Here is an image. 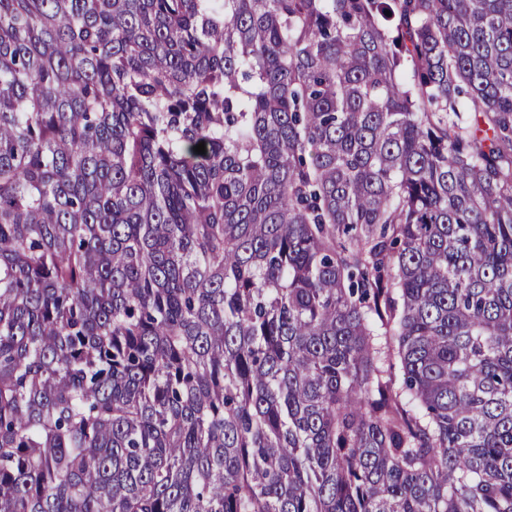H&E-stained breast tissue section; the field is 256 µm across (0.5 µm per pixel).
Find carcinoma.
Returning a JSON list of instances; mask_svg holds the SVG:
<instances>
[{"label": "carcinoma", "instance_id": "carcinoma-1", "mask_svg": "<svg viewBox=\"0 0 512 512\" xmlns=\"http://www.w3.org/2000/svg\"><path fill=\"white\" fill-rule=\"evenodd\" d=\"M0 512H512V0H0Z\"/></svg>", "mask_w": 512, "mask_h": 512}]
</instances>
